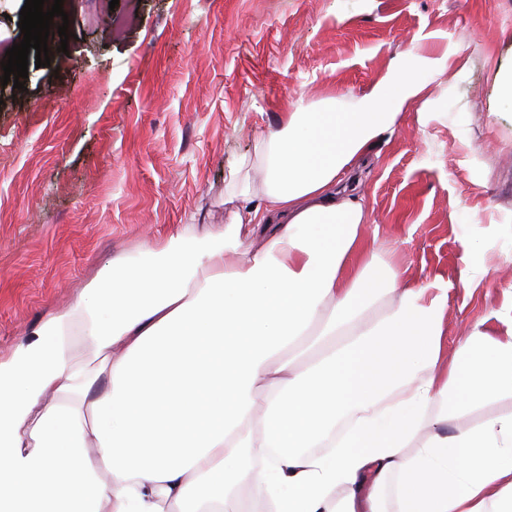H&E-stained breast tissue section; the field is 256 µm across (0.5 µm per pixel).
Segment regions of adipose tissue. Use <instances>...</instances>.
Here are the masks:
<instances>
[{"label":"adipose tissue","mask_w":512,"mask_h":512,"mask_svg":"<svg viewBox=\"0 0 512 512\" xmlns=\"http://www.w3.org/2000/svg\"><path fill=\"white\" fill-rule=\"evenodd\" d=\"M449 59L298 104L239 159L222 233L113 256L0 363V512H249L245 482L271 512H512V413L446 428L512 394V314L446 360L447 283L402 278L341 187Z\"/></svg>","instance_id":"1"}]
</instances>
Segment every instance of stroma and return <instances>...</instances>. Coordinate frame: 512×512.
<instances>
[{"mask_svg":"<svg viewBox=\"0 0 512 512\" xmlns=\"http://www.w3.org/2000/svg\"><path fill=\"white\" fill-rule=\"evenodd\" d=\"M67 52L0 85V362L112 256L223 232L237 160L294 103L451 50L355 172L376 246L448 284L444 353L512 307V0H68ZM471 255V283L458 277Z\"/></svg>","mask_w":512,"mask_h":512,"instance_id":"obj_1","label":"stroma"}]
</instances>
